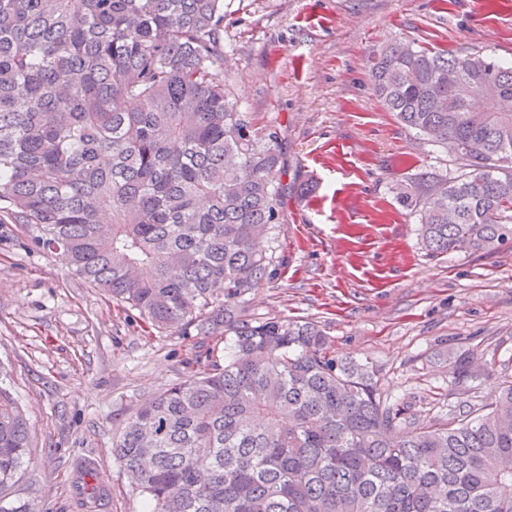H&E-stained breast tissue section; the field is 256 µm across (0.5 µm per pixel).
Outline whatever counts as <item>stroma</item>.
<instances>
[{
  "label": "stroma",
  "mask_w": 512,
  "mask_h": 512,
  "mask_svg": "<svg viewBox=\"0 0 512 512\" xmlns=\"http://www.w3.org/2000/svg\"><path fill=\"white\" fill-rule=\"evenodd\" d=\"M393 41L512 63V0H224V82L281 155V264L247 306L317 323L337 355L376 366L392 398L437 416L512 380V241L444 257L422 245L393 189L457 163L374 95L371 57ZM212 343L150 328L0 220V366L30 426L7 500L80 512L74 486L90 464L108 487L99 512H148L112 446ZM459 349L487 371L466 392L437 360Z\"/></svg>",
  "instance_id": "1"
}]
</instances>
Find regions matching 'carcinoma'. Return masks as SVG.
Here are the masks:
<instances>
[{"label": "carcinoma", "mask_w": 512, "mask_h": 512, "mask_svg": "<svg viewBox=\"0 0 512 512\" xmlns=\"http://www.w3.org/2000/svg\"><path fill=\"white\" fill-rule=\"evenodd\" d=\"M224 0H0V212L158 329L224 337L146 402L113 455L150 512H512V380L445 418L406 415L369 363L311 322L247 313L272 279L277 136L253 134L224 84ZM384 108L451 151L398 202L428 251L512 240V65L394 42ZM451 382L478 379L448 355ZM29 427L0 383V494Z\"/></svg>", "instance_id": "carcinoma-1"}]
</instances>
